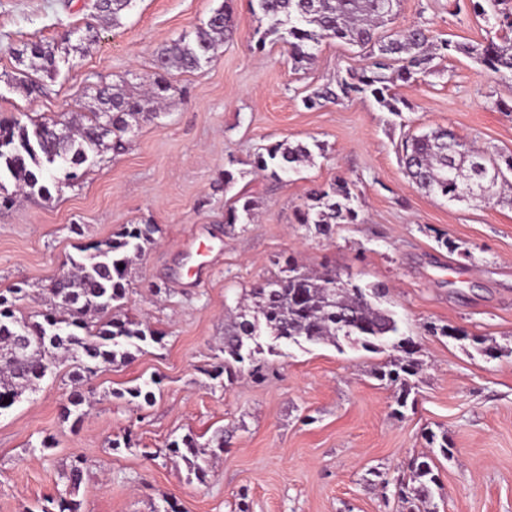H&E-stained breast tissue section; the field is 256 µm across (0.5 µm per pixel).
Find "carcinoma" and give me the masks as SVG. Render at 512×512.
<instances>
[{
    "label": "carcinoma",
    "instance_id": "carcinoma-1",
    "mask_svg": "<svg viewBox=\"0 0 512 512\" xmlns=\"http://www.w3.org/2000/svg\"><path fill=\"white\" fill-rule=\"evenodd\" d=\"M131 2L95 0L93 8L115 24ZM471 2L475 15L501 31L498 40L475 45L436 42L429 30L420 26L380 32L395 18L399 0H256L265 25L256 31L255 46L262 49L268 40L287 45L296 69L312 65L318 47L327 40L366 49L367 65L315 87L302 102L312 109L353 94L370 95L381 108L398 116L401 100L392 92V85L432 74L434 61L453 52L470 56L501 78L512 79V0ZM233 28L229 6L215 9L194 36L183 35L159 53L157 72L142 96L119 84H101L94 96L96 107L88 117L34 122L30 127L18 120L0 119V192L4 191L3 180L10 179L15 195H48L50 186L60 181L56 173L63 172L66 180L75 178L74 168L87 160L88 153L105 145L116 153L124 150V134L132 130L133 123L153 120L156 106L168 98L172 86L164 73L173 68L184 72L201 69ZM25 51L43 80H31L24 89L30 94L42 93L46 80L54 79L59 71V48L32 42ZM401 147L407 176L429 194L461 200L476 179L478 164L495 174L491 201L504 199L512 191V153L488 152L448 129L407 136ZM312 160L311 146L284 140L257 153L254 167L281 182ZM356 200L345 180L314 189L300 212V223L325 232L334 224H354L358 219ZM258 206L255 197L237 195L225 209L224 223L243 224L252 219ZM155 231L152 224H129L115 237L84 248L86 254L71 259L72 271L66 278L48 285L52 308L40 321L17 316L13 303L0 295V412L10 409L25 392L36 390L59 359L66 358L77 364L79 372L73 377L74 387L62 417L76 426L86 415V396L80 388L83 374L125 363L133 358L131 349L160 339L156 330L123 314L119 305L126 296L133 258L144 256L154 243ZM385 293L380 286L367 289L345 280L333 268L313 273L290 263L287 275L245 294L237 313L224 326V364L214 367L211 376L224 374L228 383H233L241 374L245 340L259 332L293 343L331 344L338 349L346 344L386 354L373 376L400 384L396 404L404 408L411 393L408 378L420 373L423 361L417 357L415 342L400 336L394 315L373 301ZM21 336L28 338V347L19 345ZM223 447L222 431L205 444L191 434L170 443L188 474L199 481L210 473L209 457ZM434 468V458L427 454L410 458L409 481L400 483L398 489V499L409 512H431L435 492L440 489ZM66 480L65 492L47 498L41 512H79L76 495L83 467L72 465Z\"/></svg>",
    "mask_w": 512,
    "mask_h": 512
}]
</instances>
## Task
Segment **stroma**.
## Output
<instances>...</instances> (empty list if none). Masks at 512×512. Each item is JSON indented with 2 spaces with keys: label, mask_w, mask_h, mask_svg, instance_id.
Segmentation results:
<instances>
[{
  "label": "stroma",
  "mask_w": 512,
  "mask_h": 512,
  "mask_svg": "<svg viewBox=\"0 0 512 512\" xmlns=\"http://www.w3.org/2000/svg\"><path fill=\"white\" fill-rule=\"evenodd\" d=\"M226 0H134L119 25L101 23L92 0H0V119L89 114L96 84L149 81L158 53L193 33ZM235 31L194 72L170 71L172 99L129 134L77 167L51 195L18 197L0 210V291L21 287L30 315L49 306L46 287L71 270L81 246L128 224L155 225L154 243L133 269L122 301L159 341L132 362L87 377V415L62 417L71 368L47 376L0 413V512H37L66 488L74 456L84 461L81 512H396V485L427 432L447 434L437 458L436 512H512V203H449L405 174V133L438 127L489 151L512 152V81L454 53L434 74L397 82L407 104L382 111L369 96L306 109L308 91L364 66L358 48L324 42L316 62L294 69L285 45L256 50L259 17L249 0H227ZM98 42L81 45L87 25ZM413 24L436 38L478 43L495 32L481 18L448 11V0H401L394 28ZM68 49L47 94L27 95L35 77L18 62L25 44ZM509 104L501 112L496 102ZM289 139L319 142L314 166L287 182L255 172L262 148ZM232 192L260 201L251 224H228ZM347 181L358 221L321 233L298 213L312 189ZM329 267L361 287L381 285V303L423 362L412 408L395 415L394 391L373 377L381 354L329 344H285L260 336L233 385L212 379L224 361V323L245 290L283 276L289 262ZM448 335H441V328ZM502 353H482L477 338ZM153 381L152 401L128 388ZM228 438L205 482L188 479L168 445L193 433ZM53 446L41 450L43 439Z\"/></svg>",
  "instance_id": "obj_1"
}]
</instances>
